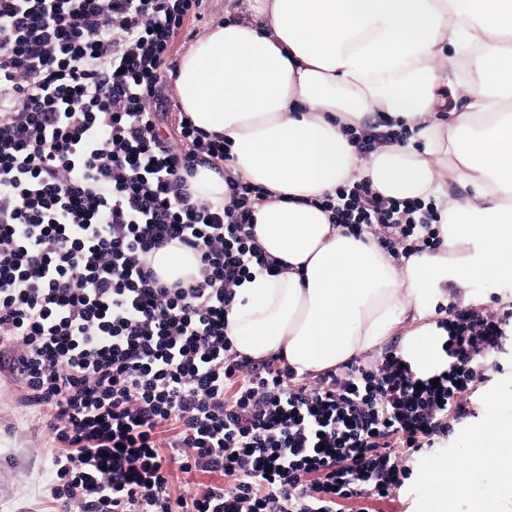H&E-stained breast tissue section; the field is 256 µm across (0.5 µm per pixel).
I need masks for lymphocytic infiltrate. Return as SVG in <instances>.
<instances>
[{
	"instance_id": "1",
	"label": "lymphocytic infiltrate",
	"mask_w": 512,
	"mask_h": 512,
	"mask_svg": "<svg viewBox=\"0 0 512 512\" xmlns=\"http://www.w3.org/2000/svg\"><path fill=\"white\" fill-rule=\"evenodd\" d=\"M203 0H0V357L58 447L55 512H341L391 498L405 459L471 413L505 320L451 306L436 381L400 354L307 378L256 362L225 334L233 286L281 266L254 241L261 193L225 180L195 199L224 139L157 105L173 46ZM334 223L379 226L391 255L437 250L440 217L356 183ZM179 245L191 284L151 265ZM219 475L172 496L174 472Z\"/></svg>"
}]
</instances>
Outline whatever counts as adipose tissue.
Listing matches in <instances>:
<instances>
[{
    "label": "adipose tissue",
    "instance_id": "1",
    "mask_svg": "<svg viewBox=\"0 0 512 512\" xmlns=\"http://www.w3.org/2000/svg\"><path fill=\"white\" fill-rule=\"evenodd\" d=\"M174 85L223 166L199 165L195 196L228 202L225 173L258 187L253 233L287 267L235 286L227 334L241 355L283 353L298 373L365 356L397 329L418 377L446 364L434 316L446 284L512 279V0H243L182 54ZM406 127L366 155L352 133ZM356 182L441 214L442 247L395 263L369 231L331 222L317 199ZM468 449L491 474L473 512L512 498V433ZM468 473L424 465V512H451Z\"/></svg>",
    "mask_w": 512,
    "mask_h": 512
}]
</instances>
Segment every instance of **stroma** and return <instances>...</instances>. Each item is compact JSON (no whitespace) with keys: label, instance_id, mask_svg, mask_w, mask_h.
I'll use <instances>...</instances> for the list:
<instances>
[{"label":"stroma","instance_id":"35a3bbf8","mask_svg":"<svg viewBox=\"0 0 512 512\" xmlns=\"http://www.w3.org/2000/svg\"><path fill=\"white\" fill-rule=\"evenodd\" d=\"M240 0H205L202 20H190L183 27L172 50V59H179L188 46L212 23L232 17ZM451 301L488 308L493 311L512 304V280L475 283L449 289ZM493 372L488 382L479 385L472 395L474 409L470 416L455 424L453 433L424 449L410 460L413 470L406 487L394 497L374 502V512H418L422 493L421 473L425 462L433 457H447L462 464L467 448L497 447V440L476 438L475 432L485 423L483 400L494 392L501 398L498 425L512 427V335L501 351L492 358ZM19 377L0 366V512H53L50 488L56 476L51 463L55 446L52 434L21 401Z\"/></svg>","mask_w":512,"mask_h":512}]
</instances>
